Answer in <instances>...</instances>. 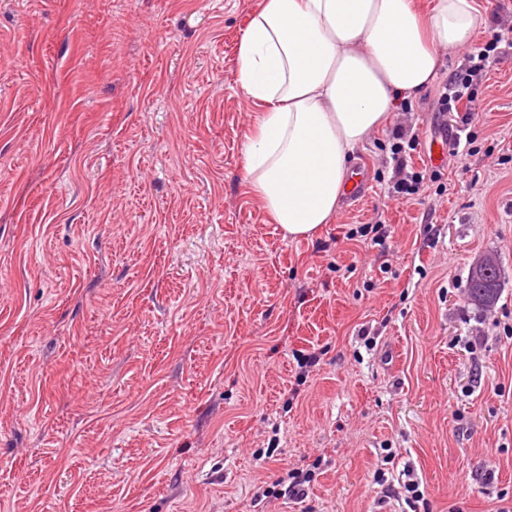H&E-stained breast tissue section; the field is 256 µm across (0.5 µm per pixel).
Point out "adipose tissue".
Segmentation results:
<instances>
[{"instance_id": "adipose-tissue-1", "label": "adipose tissue", "mask_w": 512, "mask_h": 512, "mask_svg": "<svg viewBox=\"0 0 512 512\" xmlns=\"http://www.w3.org/2000/svg\"><path fill=\"white\" fill-rule=\"evenodd\" d=\"M487 24L480 0L426 12L413 0H262L237 49L238 81L260 108L245 136L247 195L285 237L315 236L370 134Z\"/></svg>"}]
</instances>
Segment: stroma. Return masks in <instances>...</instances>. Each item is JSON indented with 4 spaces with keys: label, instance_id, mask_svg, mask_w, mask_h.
<instances>
[{
    "label": "stroma",
    "instance_id": "1",
    "mask_svg": "<svg viewBox=\"0 0 512 512\" xmlns=\"http://www.w3.org/2000/svg\"><path fill=\"white\" fill-rule=\"evenodd\" d=\"M260 3L0 0V512H383L406 466L425 512L512 503V48L470 155L417 145L388 192L457 53L357 154L366 200L290 239L242 187ZM292 467L306 498H257ZM396 147L393 152V160L395 162V173L392 190L394 197L398 199H404L409 195L416 193V187L418 185L419 176L417 172H408L407 167V154L406 149L414 150L416 144H418V134L411 129H401L396 134ZM482 279L490 282L491 288H481V283L469 272L468 299L471 305L480 308H489L495 305L501 292L500 267L491 269L489 275Z\"/></svg>",
    "mask_w": 512,
    "mask_h": 512
}]
</instances>
